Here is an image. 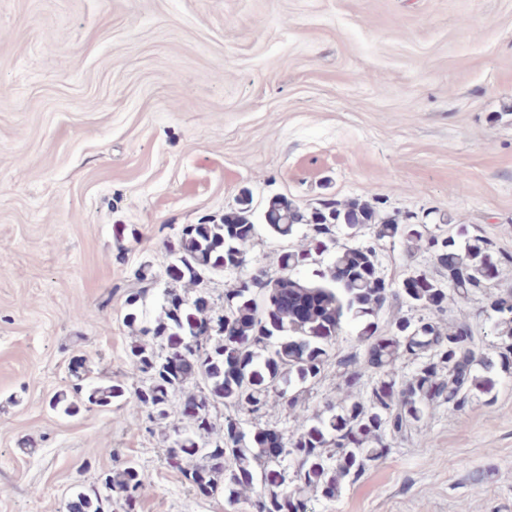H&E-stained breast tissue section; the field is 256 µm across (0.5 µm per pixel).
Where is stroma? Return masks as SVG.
Instances as JSON below:
<instances>
[{
  "label": "stroma",
  "mask_w": 512,
  "mask_h": 512,
  "mask_svg": "<svg viewBox=\"0 0 512 512\" xmlns=\"http://www.w3.org/2000/svg\"><path fill=\"white\" fill-rule=\"evenodd\" d=\"M246 192L258 214L359 198L512 254V0H0V512H63L126 462L138 512H250L254 490L202 498L167 462L178 411L49 405L77 356L87 380L130 385L129 293L153 282L161 316L166 239ZM302 241L261 225L247 256L274 272ZM378 263L396 286L443 277L399 242ZM509 289L505 262L493 288L449 295L440 326L492 352ZM495 380L493 404L428 405L336 497L307 488L313 512H512V374ZM374 381L349 393L328 369L260 421L296 434Z\"/></svg>",
  "instance_id": "obj_1"
}]
</instances>
